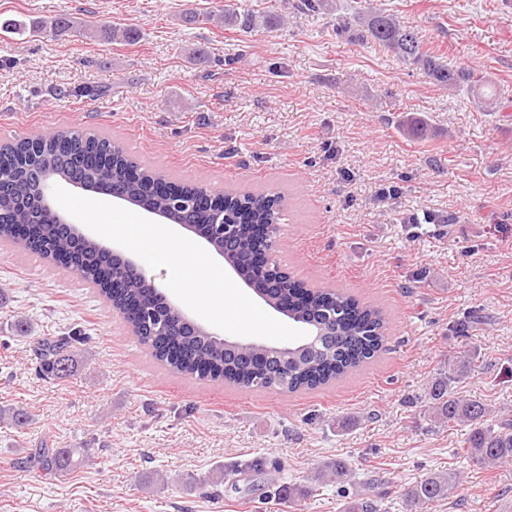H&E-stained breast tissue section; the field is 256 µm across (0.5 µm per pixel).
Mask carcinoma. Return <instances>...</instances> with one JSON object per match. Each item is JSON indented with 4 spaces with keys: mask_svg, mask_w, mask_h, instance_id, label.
<instances>
[{
    "mask_svg": "<svg viewBox=\"0 0 512 512\" xmlns=\"http://www.w3.org/2000/svg\"><path fill=\"white\" fill-rule=\"evenodd\" d=\"M328 0H283V8L298 13H320L327 10ZM224 25L239 26L249 31L267 29L272 20L283 22L284 17L271 18L253 11L243 13L224 11ZM354 24L359 27L363 40L372 46L393 54L404 64L413 65L424 77L438 86L452 91L468 89L481 80L475 68L460 66L455 69L439 61L424 49L418 26L398 20L384 8L370 7L356 11L353 21L343 23V28ZM135 165L123 147L107 138L84 136L74 130H56L33 138H24L0 146V241L22 244L25 248L45 258L56 254L78 252L82 263L77 275L100 289L112 306L125 320L138 323L143 335L141 342L152 355L184 375L214 381L225 380L246 388L271 389L277 386L274 368L288 369L287 392L300 388L325 385L359 367L373 358L384 346L388 321L384 312L370 304L338 290L320 292L302 303L287 289L288 304L298 321L305 324L324 321V310L336 308L335 336L330 343L319 341L315 348L296 346L287 354L269 361L264 369L256 368L259 353L245 348L224 350V344L211 336L197 335L180 325L179 316L172 312L166 317L167 331L163 336L149 335L146 319L127 307L126 300H135L144 306L151 305L146 289L137 279L125 289L124 298L112 300L114 273L111 253L98 241L76 236L67 224H58L47 213L41 199L43 179L49 174L80 181L86 186L112 191L115 185L123 187L129 196L143 205L167 213L182 224H212L214 215L208 187L196 184L180 186L176 198L160 195L150 190V175L139 181L126 179L125 170ZM229 207L240 211L243 224L268 223L279 220L282 203H276L267 194H251L229 202ZM29 228V242L19 240L15 226ZM68 341L43 340L38 343L41 369L45 376L59 378L69 371L68 358L63 355ZM467 375L463 365L452 364L435 378L430 388L428 415L437 423H463L470 426L466 454L474 462L492 467L512 463V419L503 416L491 419L493 412L482 401L458 390ZM48 474L66 471L73 462L69 448H36L30 454ZM347 480L348 470L341 461L325 465L317 479ZM462 482V474L455 472L433 473L426 476L408 492L411 505L426 503L453 496Z\"/></svg>",
    "mask_w": 512,
    "mask_h": 512,
    "instance_id": "1",
    "label": "carcinoma"
}]
</instances>
